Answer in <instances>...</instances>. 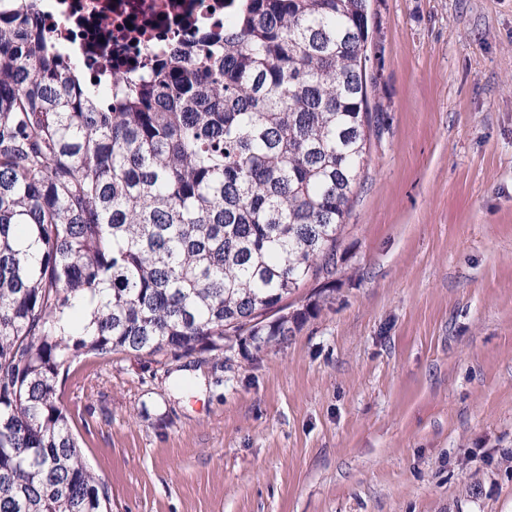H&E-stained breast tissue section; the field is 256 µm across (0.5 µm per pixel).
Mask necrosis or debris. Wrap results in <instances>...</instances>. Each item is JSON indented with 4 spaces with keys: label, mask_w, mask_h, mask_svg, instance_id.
Wrapping results in <instances>:
<instances>
[{
    "label": "necrosis or debris",
    "mask_w": 512,
    "mask_h": 512,
    "mask_svg": "<svg viewBox=\"0 0 512 512\" xmlns=\"http://www.w3.org/2000/svg\"><path fill=\"white\" fill-rule=\"evenodd\" d=\"M56 29L73 36L79 58L104 82L119 74H144L171 39L193 43L207 33L224 42V0H48ZM109 35L98 43L96 33Z\"/></svg>",
    "instance_id": "necrosis-or-debris-1"
}]
</instances>
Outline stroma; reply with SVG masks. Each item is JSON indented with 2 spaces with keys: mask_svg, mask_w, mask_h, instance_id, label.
<instances>
[{
  "mask_svg": "<svg viewBox=\"0 0 512 512\" xmlns=\"http://www.w3.org/2000/svg\"><path fill=\"white\" fill-rule=\"evenodd\" d=\"M384 123L283 342L80 356L112 512H512V0H369Z\"/></svg>",
  "mask_w": 512,
  "mask_h": 512,
  "instance_id": "1",
  "label": "stroma"
}]
</instances>
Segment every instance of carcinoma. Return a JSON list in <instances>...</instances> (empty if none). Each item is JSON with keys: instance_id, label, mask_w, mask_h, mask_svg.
<instances>
[{"instance_id": "1", "label": "carcinoma", "mask_w": 512, "mask_h": 512, "mask_svg": "<svg viewBox=\"0 0 512 512\" xmlns=\"http://www.w3.org/2000/svg\"><path fill=\"white\" fill-rule=\"evenodd\" d=\"M0 12V512H106L58 393L83 355L256 348L336 275L383 108L367 0H227L224 44L174 41L106 97Z\"/></svg>"}]
</instances>
